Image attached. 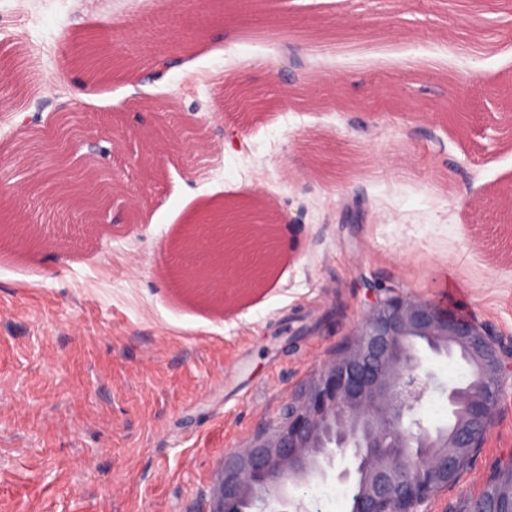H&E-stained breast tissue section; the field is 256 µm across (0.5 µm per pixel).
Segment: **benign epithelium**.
I'll return each mask as SVG.
<instances>
[{"instance_id":"1","label":"benign epithelium","mask_w":512,"mask_h":512,"mask_svg":"<svg viewBox=\"0 0 512 512\" xmlns=\"http://www.w3.org/2000/svg\"><path fill=\"white\" fill-rule=\"evenodd\" d=\"M229 98L242 109L260 103L244 85L231 88ZM40 143L56 159L83 145L60 128ZM52 188L53 205L69 210L90 213L103 200L95 176L58 179ZM252 215L236 207L213 212L216 260L185 269L186 278L213 294L223 292L218 274L228 264L224 224ZM421 344L436 356L462 357L471 374L465 388L448 390V427L433 433L417 416L435 388L419 355ZM509 386L512 361L482 323L432 298L376 289L351 337L288 399L277 421L248 447L224 457L213 479L211 512L238 504L252 512L259 477L267 480L264 512H300L302 501L289 494V486L326 480L338 458L347 462L338 478L355 477V512H426V504L454 485L483 447ZM462 512H512V461L499 466Z\"/></svg>"}]
</instances>
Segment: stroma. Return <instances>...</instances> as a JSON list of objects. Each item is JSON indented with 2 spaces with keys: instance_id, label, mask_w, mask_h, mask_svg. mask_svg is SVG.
Returning a JSON list of instances; mask_svg holds the SVG:
<instances>
[{
  "instance_id": "1",
  "label": "stroma",
  "mask_w": 512,
  "mask_h": 512,
  "mask_svg": "<svg viewBox=\"0 0 512 512\" xmlns=\"http://www.w3.org/2000/svg\"><path fill=\"white\" fill-rule=\"evenodd\" d=\"M0 0V101L75 102L124 137L77 151L119 196L86 234L33 195L10 114L0 192L49 248L0 241V512H209L224 456L251 444L354 329L370 285L454 297L512 352V0ZM172 24L151 80L91 81L65 58L142 11ZM242 70L274 107L235 111ZM200 128L142 167L144 133ZM240 128L228 145L221 126ZM276 207L277 258L224 304L179 293L169 246L205 208ZM512 459V389L483 448L429 512H459Z\"/></svg>"
}]
</instances>
